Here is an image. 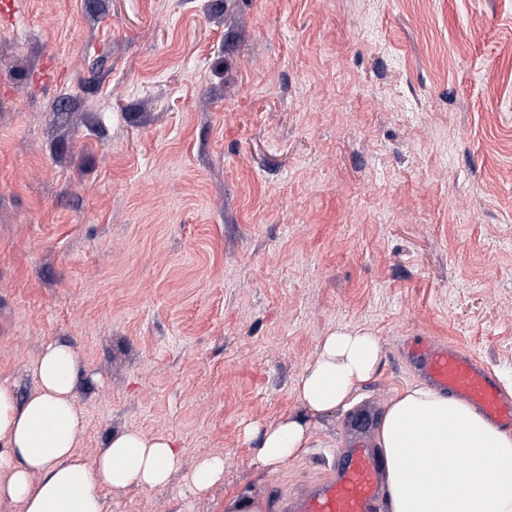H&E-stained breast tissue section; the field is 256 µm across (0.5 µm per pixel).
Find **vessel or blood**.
<instances>
[{
	"mask_svg": "<svg viewBox=\"0 0 512 512\" xmlns=\"http://www.w3.org/2000/svg\"><path fill=\"white\" fill-rule=\"evenodd\" d=\"M414 374L431 388L467 401L490 423L512 430V396L494 371L466 348L433 338L403 341ZM376 412L366 406L350 416L347 438L327 478L277 498L278 512H380L384 461L373 442Z\"/></svg>",
	"mask_w": 512,
	"mask_h": 512,
	"instance_id": "1",
	"label": "vessel or blood"
}]
</instances>
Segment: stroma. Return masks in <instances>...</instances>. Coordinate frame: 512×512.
Wrapping results in <instances>:
<instances>
[{
	"label": "stroma",
	"instance_id": "1",
	"mask_svg": "<svg viewBox=\"0 0 512 512\" xmlns=\"http://www.w3.org/2000/svg\"><path fill=\"white\" fill-rule=\"evenodd\" d=\"M0 22V384L52 341L81 373L78 451L112 434L224 457L227 512L324 478L336 408L277 469L247 439L304 408L325 336L370 332L355 394L415 384L400 343L512 373V0H25Z\"/></svg>",
	"mask_w": 512,
	"mask_h": 512
}]
</instances>
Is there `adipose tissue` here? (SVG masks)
I'll return each mask as SVG.
<instances>
[{"instance_id":"obj_1","label":"adipose tissue","mask_w":512,"mask_h":512,"mask_svg":"<svg viewBox=\"0 0 512 512\" xmlns=\"http://www.w3.org/2000/svg\"><path fill=\"white\" fill-rule=\"evenodd\" d=\"M377 338L363 331L326 336L296 385L305 416L247 429L257 458L277 467L308 447L309 419L352 403L376 373ZM27 398L0 385V498L18 512H104V489L166 486L180 466L171 440L135 431L113 435L94 464L77 448L84 420L74 403L78 355L49 343L33 366ZM390 512H512V485L489 473L512 465V433L468 404L422 386L396 391L379 430Z\"/></svg>"}]
</instances>
